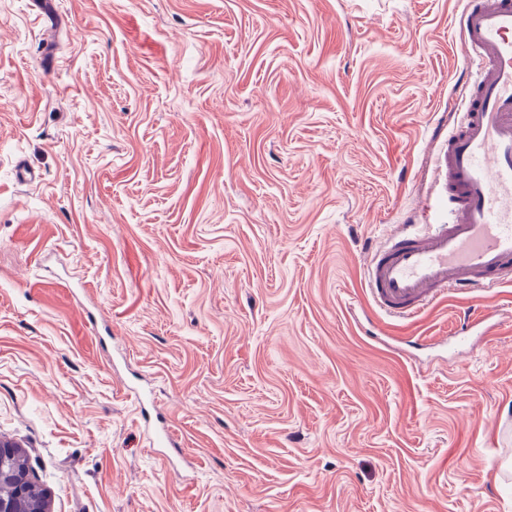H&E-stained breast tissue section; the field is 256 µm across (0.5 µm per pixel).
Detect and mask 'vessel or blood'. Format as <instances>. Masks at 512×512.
Segmentation results:
<instances>
[{
    "label": "vessel or blood",
    "mask_w": 512,
    "mask_h": 512,
    "mask_svg": "<svg viewBox=\"0 0 512 512\" xmlns=\"http://www.w3.org/2000/svg\"><path fill=\"white\" fill-rule=\"evenodd\" d=\"M459 33L476 72L433 170L448 219L400 232L364 270L374 305L403 320L451 293L512 286V0H467Z\"/></svg>",
    "instance_id": "b4317fda"
}]
</instances>
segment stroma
<instances>
[{
	"mask_svg": "<svg viewBox=\"0 0 512 512\" xmlns=\"http://www.w3.org/2000/svg\"><path fill=\"white\" fill-rule=\"evenodd\" d=\"M46 2L0 0V436L51 512H512V287L486 338L364 281L464 0Z\"/></svg>",
	"mask_w": 512,
	"mask_h": 512,
	"instance_id": "35a3bbf8",
	"label": "stroma"
}]
</instances>
